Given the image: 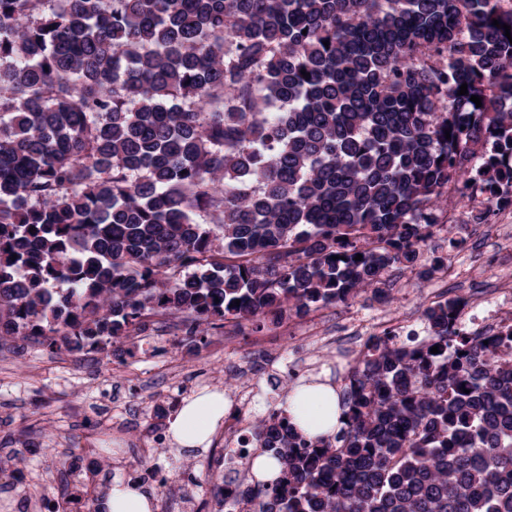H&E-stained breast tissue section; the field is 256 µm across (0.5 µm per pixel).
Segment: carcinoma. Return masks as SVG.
<instances>
[{
    "label": "carcinoma",
    "mask_w": 512,
    "mask_h": 512,
    "mask_svg": "<svg viewBox=\"0 0 512 512\" xmlns=\"http://www.w3.org/2000/svg\"><path fill=\"white\" fill-rule=\"evenodd\" d=\"M495 19L512 0H0V350L121 356L158 320L193 350L389 302L448 191L479 224L512 208ZM461 308L367 340L335 435L258 418L281 470L247 512H512V330Z\"/></svg>",
    "instance_id": "obj_1"
}]
</instances>
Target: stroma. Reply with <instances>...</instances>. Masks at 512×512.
Returning <instances> with one entry per match:
<instances>
[{"label": "stroma", "instance_id": "obj_1", "mask_svg": "<svg viewBox=\"0 0 512 512\" xmlns=\"http://www.w3.org/2000/svg\"><path fill=\"white\" fill-rule=\"evenodd\" d=\"M470 202L453 195L440 205L439 224L408 269H389L382 277L391 300L381 304L371 291L345 303L312 310L303 317L265 319L262 331L226 323L209 331L203 344L187 350L180 337L156 333L139 342L134 355L104 358L89 352L49 354L24 348L0 352V457L6 438L29 432L41 443L25 466L0 476V512H49L62 499L80 497L87 484L104 475L85 470L64 474L62 455L105 461L107 474L143 477V460L161 466L165 488L152 480L157 512H214L213 484L207 470L224 454V431L216 429L209 447L181 452L172 443L146 449L152 432H167L168 421L155 418L156 408L175 413L173 393L189 398L203 390L231 396L261 382L268 405H279L287 393L277 386L285 365L296 362L301 378L332 376L344 339L358 335L365 321L384 315L407 330L424 333L421 312L430 292L451 289L465 301L469 333L480 332L489 319V300L512 289V250L502 249L500 223L474 224Z\"/></svg>", "mask_w": 512, "mask_h": 512}]
</instances>
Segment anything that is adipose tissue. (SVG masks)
<instances>
[{"label":"adipose tissue","instance_id":"1","mask_svg":"<svg viewBox=\"0 0 512 512\" xmlns=\"http://www.w3.org/2000/svg\"><path fill=\"white\" fill-rule=\"evenodd\" d=\"M282 408L292 423L311 439L332 435L340 426L341 396L333 385L326 382L294 387ZM224 411L223 393H200L185 401L170 421V436L182 448L208 447L224 418ZM106 494L108 512H155L154 494L122 477L113 478Z\"/></svg>","mask_w":512,"mask_h":512}]
</instances>
